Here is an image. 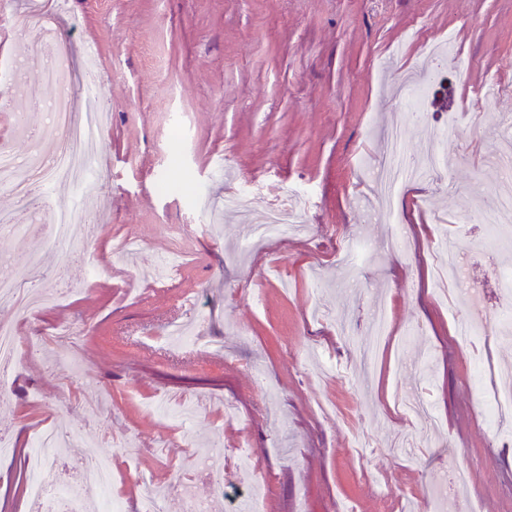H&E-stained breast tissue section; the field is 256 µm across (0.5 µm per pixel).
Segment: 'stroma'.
Masks as SVG:
<instances>
[{"mask_svg": "<svg viewBox=\"0 0 512 512\" xmlns=\"http://www.w3.org/2000/svg\"><path fill=\"white\" fill-rule=\"evenodd\" d=\"M57 31L70 83L87 42L98 50L112 113L89 175L101 221L45 257L57 275L35 286L65 291L61 305L0 304V321L19 326L0 431L18 447L42 428L74 448L104 439L126 512H141L144 475L211 502V464L222 512H235L243 441L265 512H424L458 469L472 512H512V418H483L473 378L512 363L493 275L512 269V241L494 243L478 219L512 196L500 167L512 152V0H69ZM450 36L452 57L430 62L422 43ZM491 76L496 100L470 95ZM421 81L416 121L398 91ZM396 128L407 154L438 142L456 162L410 184L394 221L373 175ZM292 191L306 206L285 240L246 242L261 211H224L228 195ZM348 240L365 249L344 268ZM449 240L463 250L458 282L428 260ZM473 288L489 316L461 345L452 315ZM384 302L392 335L411 333L398 364L360 350ZM180 320L224 354L170 348L161 335ZM62 322L72 340L37 337ZM152 402L200 411L182 423ZM25 480L23 458H0V512H32Z\"/></svg>", "mask_w": 512, "mask_h": 512, "instance_id": "1", "label": "stroma"}]
</instances>
